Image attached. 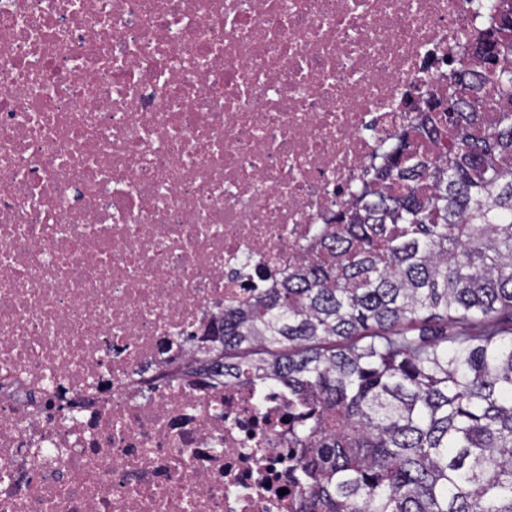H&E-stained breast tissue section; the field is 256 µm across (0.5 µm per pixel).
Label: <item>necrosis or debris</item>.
Instances as JSON below:
<instances>
[{
  "label": "necrosis or debris",
  "instance_id": "necrosis-or-debris-1",
  "mask_svg": "<svg viewBox=\"0 0 512 512\" xmlns=\"http://www.w3.org/2000/svg\"><path fill=\"white\" fill-rule=\"evenodd\" d=\"M480 26L469 0H0V512H293L287 386L192 356Z\"/></svg>",
  "mask_w": 512,
  "mask_h": 512
}]
</instances>
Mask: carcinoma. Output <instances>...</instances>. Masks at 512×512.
<instances>
[{
	"label": "carcinoma",
	"mask_w": 512,
	"mask_h": 512,
	"mask_svg": "<svg viewBox=\"0 0 512 512\" xmlns=\"http://www.w3.org/2000/svg\"><path fill=\"white\" fill-rule=\"evenodd\" d=\"M446 61L224 370L288 386L295 512H512V0Z\"/></svg>",
	"instance_id": "obj_1"
}]
</instances>
